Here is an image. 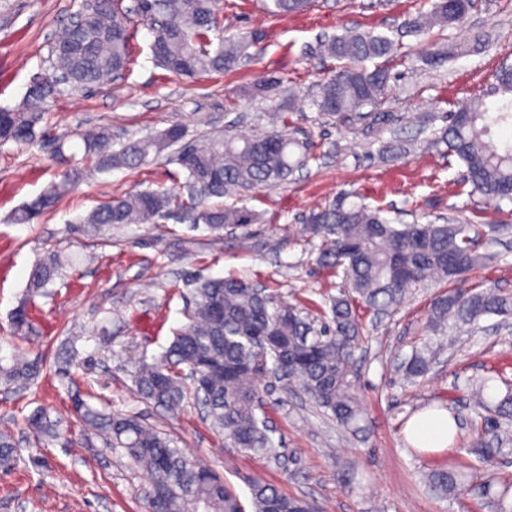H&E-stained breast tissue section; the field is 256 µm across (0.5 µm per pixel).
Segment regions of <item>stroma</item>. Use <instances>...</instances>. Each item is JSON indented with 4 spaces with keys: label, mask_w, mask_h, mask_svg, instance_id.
Segmentation results:
<instances>
[{
    "label": "stroma",
    "mask_w": 512,
    "mask_h": 512,
    "mask_svg": "<svg viewBox=\"0 0 512 512\" xmlns=\"http://www.w3.org/2000/svg\"><path fill=\"white\" fill-rule=\"evenodd\" d=\"M80 2L0 0L1 107H18L33 76L51 75L50 45ZM419 6V0H313L305 13L273 17L262 0H220V37L250 31L261 37L240 67L197 79L173 75L155 61L149 27L135 16L132 64L123 79L58 97L47 106L45 137L29 145H0V357L21 352L51 366L27 390L0 382V430L10 431L20 448L14 470L0 475V512H147V472L76 418L77 396L166 430L243 496L249 476L307 498L317 512H480L469 495L453 502L433 497L417 476L426 468L464 463L460 443L469 437L468 425L458 428L449 449L429 454L414 448L407 426L422 407L486 372L500 370L512 379V328L463 327L455 349L420 386H403L398 361L425 340L427 311L442 285L412 288L382 316L361 311L357 365L367 422L361 439L262 375L258 384L282 455L275 461L248 458L226 447L223 435L194 406L157 408L135 394L131 382L135 368L158 356L185 324L189 276L240 275L313 314L327 296L338 295L342 277L318 264L317 244L301 226L312 209L342 197L381 208L398 224L447 219L507 225L493 246L501 260L474 270L464 286L486 282L512 291V204L488 206L464 184L459 160L432 141L433 129L444 127L449 113L470 104L502 63H512V0H479L465 27L447 28L441 42L460 53L442 66L425 65V43L406 37L412 53L394 64L382 106L394 117L391 132L413 141L401 156L380 157L374 137L353 123L327 119L311 104L318 84L335 67L333 60L313 55L317 42L348 30L390 32ZM266 75L294 88L288 129L314 141L316 157L283 184L225 197V206L260 213L249 236L217 239L173 217L113 230L108 242L91 231L69 234L68 222L113 195L147 188L178 193L186 179L165 155L136 169L99 170L84 153L82 132L110 127L117 144L174 125L197 140L258 134L281 98L272 91L248 99L241 92ZM73 166L85 176L54 210L30 224L13 222L17 209L61 182ZM51 254L66 259V266L46 295L28 299L33 265ZM25 301L31 304L30 328L17 336L11 316ZM71 337L79 354L63 376L59 353ZM41 407L61 419L60 439L39 440L28 429L27 417Z\"/></svg>",
    "instance_id": "stroma-1"
}]
</instances>
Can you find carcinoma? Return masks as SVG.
I'll return each instance as SVG.
<instances>
[{
  "label": "carcinoma",
  "mask_w": 512,
  "mask_h": 512,
  "mask_svg": "<svg viewBox=\"0 0 512 512\" xmlns=\"http://www.w3.org/2000/svg\"><path fill=\"white\" fill-rule=\"evenodd\" d=\"M311 0H265L267 13L280 16L307 10ZM152 16L143 17L153 35L150 45L165 70L194 78L235 69L248 56L257 35H241L213 44L218 29V0H157ZM463 9L457 0H431V8L402 23L407 35H427L438 27L456 25ZM136 8L122 0H82L65 31L50 49L53 76L35 83L23 104L0 108V145L31 144L42 134L47 102L68 90L91 88L124 74L130 65V18ZM319 52L338 61L323 78L313 105L321 114L354 120L367 134L391 123L389 112H365L383 102L392 79L388 63L407 56L406 45L387 34L350 31L319 44ZM381 63L369 69L367 60ZM271 128L258 136L212 137L200 143L185 140L179 126L164 133L130 139L112 148L111 130L100 127L83 138L84 152L102 170L136 168L177 146L174 161L195 185L188 221L221 236L225 229L258 223L260 214L245 207L214 203L239 190L271 186L304 168L312 144L284 131L285 115L270 113ZM512 124V67L502 64L481 97L448 114V124L434 132L448 155L465 166V180L489 205L512 201V143L487 140L490 125ZM63 186L55 184L22 205L14 220L27 224L51 209ZM176 196L167 190H143L112 197L79 222L72 233L96 232L114 225L145 224L171 214ZM305 233L319 239L321 266L342 270L347 288L328 298L329 312L321 324L295 304L279 301L252 282L191 277L193 306L187 323L152 362L143 361L133 375L136 392L155 405L174 411L189 400H202L211 426L224 434L227 445L248 457L275 459L279 448L267 417H259L263 400L256 377L262 371L288 373L324 415L345 432L366 431L358 386L356 352L361 323L357 307L387 313L406 298L409 287L430 282L455 283L466 273L487 265L493 256L479 252L482 228L477 224H395L380 208L340 200L312 211ZM62 269L51 255L34 265L28 293L35 297L52 284ZM512 317V293L490 284L479 290L454 289L434 299L426 327L444 338L436 347L416 349L401 360L398 373L416 387L430 371L437 352L455 342L453 330L482 320ZM29 326V306L12 315L14 332ZM43 371V362L15 356L0 366V381L30 386ZM471 434L463 450L465 468L437 466L422 473L428 491L453 501L475 488L490 512H512V480L497 476L501 461L512 455V381L502 374L474 380L468 387ZM74 413L102 435L113 448L150 474L156 490L147 498L149 512H314L302 497H290L262 479L248 481L249 503L224 478L189 458L169 435L141 419L100 410L83 399ZM37 437L58 438L61 421L41 409L27 418ZM19 459L15 438L0 431V472L7 474Z\"/></svg>",
  "instance_id": "1"
}]
</instances>
